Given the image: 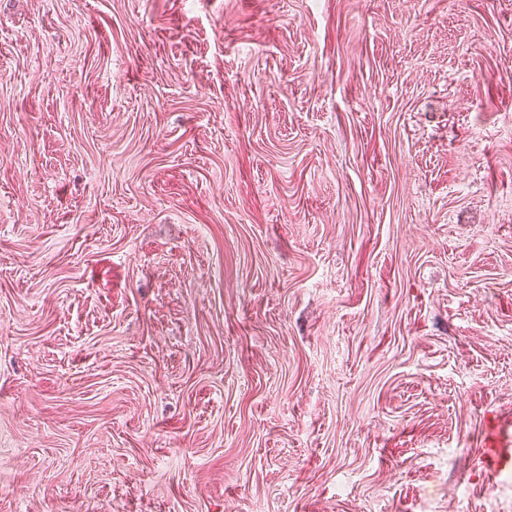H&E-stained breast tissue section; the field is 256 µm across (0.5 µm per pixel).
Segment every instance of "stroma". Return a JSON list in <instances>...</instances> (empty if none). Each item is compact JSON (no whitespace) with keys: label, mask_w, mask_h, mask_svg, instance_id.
<instances>
[{"label":"stroma","mask_w":512,"mask_h":512,"mask_svg":"<svg viewBox=\"0 0 512 512\" xmlns=\"http://www.w3.org/2000/svg\"><path fill=\"white\" fill-rule=\"evenodd\" d=\"M512 0H0V512H512ZM495 429H489L484 438L482 468L491 476L512 469V442L507 447L499 441Z\"/></svg>","instance_id":"35a3bbf8"}]
</instances>
